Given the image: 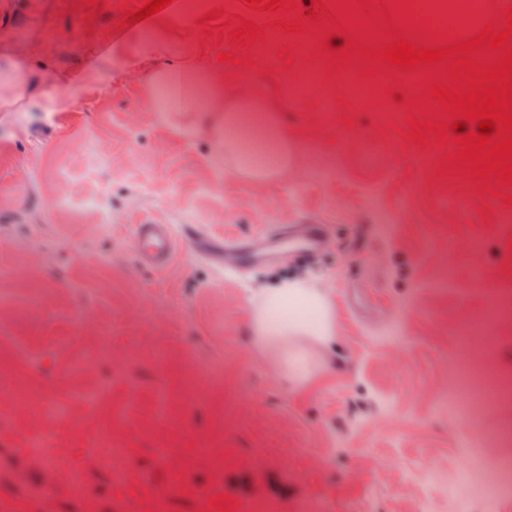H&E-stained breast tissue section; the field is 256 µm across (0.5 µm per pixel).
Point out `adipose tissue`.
Here are the masks:
<instances>
[{
    "label": "adipose tissue",
    "instance_id": "adipose-tissue-1",
    "mask_svg": "<svg viewBox=\"0 0 512 512\" xmlns=\"http://www.w3.org/2000/svg\"><path fill=\"white\" fill-rule=\"evenodd\" d=\"M198 77L202 84L200 94L191 104L197 116L191 125L199 131L207 121L221 123V146L225 154L236 155L246 141L244 121H252L257 131L264 134L276 147V168L253 167L249 176L264 181L274 169L288 166V141L268 109L259 101H241L232 109L224 107V93L206 69L181 60L168 59L150 73L148 84H172L190 77ZM303 306L314 314L313 320L301 321L280 317L284 307ZM252 343L271 368L292 383L305 381L311 374L313 355L328 354L336 340V315L330 295L304 277H279L259 289L251 308Z\"/></svg>",
    "mask_w": 512,
    "mask_h": 512
}]
</instances>
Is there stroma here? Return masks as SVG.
<instances>
[{"label": "stroma", "mask_w": 512, "mask_h": 512, "mask_svg": "<svg viewBox=\"0 0 512 512\" xmlns=\"http://www.w3.org/2000/svg\"><path fill=\"white\" fill-rule=\"evenodd\" d=\"M125 0H0V47L55 112L0 111V512H485L512 458V397L448 399L484 313L512 306V207L440 177L454 143L410 141L408 108L363 109L314 41L242 47L202 34L205 0L121 27ZM292 47L285 63L281 48ZM245 55L250 65L218 61ZM214 71L224 105L262 101L286 170L258 183L217 131L185 138L148 102L163 58ZM245 236L325 224L317 257L237 276L189 249L138 263L132 226ZM310 277L336 311V356L295 385L252 345L260 283ZM512 377V309L476 361ZM484 458L470 466L472 451Z\"/></svg>", "instance_id": "1"}]
</instances>
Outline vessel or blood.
Masks as SVG:
<instances>
[{"label": "vessel or blood", "instance_id": "obj_1", "mask_svg": "<svg viewBox=\"0 0 512 512\" xmlns=\"http://www.w3.org/2000/svg\"><path fill=\"white\" fill-rule=\"evenodd\" d=\"M326 237V225L289 223L240 237L199 234L189 246L197 256L217 267L239 272L281 261L292 245L306 256H315L324 247ZM132 240L141 266L155 272L168 269L179 248L174 225L150 218L134 225Z\"/></svg>", "mask_w": 512, "mask_h": 512}]
</instances>
